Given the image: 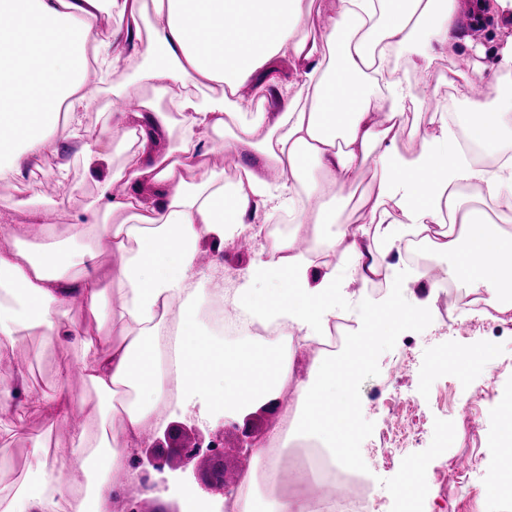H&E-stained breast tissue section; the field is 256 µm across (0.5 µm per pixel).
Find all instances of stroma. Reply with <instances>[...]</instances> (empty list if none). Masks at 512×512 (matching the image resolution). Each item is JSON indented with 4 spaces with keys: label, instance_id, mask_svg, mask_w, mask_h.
Instances as JSON below:
<instances>
[{
    "label": "stroma",
    "instance_id": "stroma-1",
    "mask_svg": "<svg viewBox=\"0 0 512 512\" xmlns=\"http://www.w3.org/2000/svg\"><path fill=\"white\" fill-rule=\"evenodd\" d=\"M512 47V26L487 22L464 51L480 67L492 52ZM67 165L75 192L60 196L49 176ZM113 161L87 164L71 144L38 162L35 173L18 183L0 182V207L14 209L17 223L27 221L30 205L42 210V220L54 225L60 240H67L71 214L92 201L99 183L112 174ZM487 344L493 349L484 362L468 366L464 374L449 371L446 363L469 348ZM355 391L362 412L354 434L357 473L379 512H400L398 484L406 467L421 472V492L414 499L416 512H512V499L492 498L487 477L502 471L494 453L498 433L497 410L512 405V322L492 316L472 320L468 311L440 298L427 320L384 340L361 366ZM225 431L204 424L191 413L177 411L168 425L181 438L211 440L223 434L224 445L240 448L244 432L259 442L278 426L276 414L262 406L250 407ZM411 429L409 447H391L395 427ZM74 434L70 425H50L41 414L0 415V446L13 463L0 471V499L10 498L29 465L28 443L42 437L49 454L64 453Z\"/></svg>",
    "mask_w": 512,
    "mask_h": 512
}]
</instances>
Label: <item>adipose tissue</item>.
I'll use <instances>...</instances> for the list:
<instances>
[{
  "instance_id": "obj_1",
  "label": "adipose tissue",
  "mask_w": 512,
  "mask_h": 512,
  "mask_svg": "<svg viewBox=\"0 0 512 512\" xmlns=\"http://www.w3.org/2000/svg\"><path fill=\"white\" fill-rule=\"evenodd\" d=\"M312 0H0V181L24 175L37 160L72 141L86 161L102 158L101 136L83 126L95 95L87 67L109 77L133 72L112 91L138 96L142 111L112 115L120 162L69 226L80 255L55 242V227L32 209L25 224H1L0 358L36 339L34 358L56 346L80 349L82 379L92 397L75 396L68 370L51 391L26 386L23 396L0 392V414L45 412L67 421L87 407L84 429L69 452L49 456L33 439L29 478L0 512H112L119 491L111 480L128 471L132 448L145 432L165 428L164 409L198 405L201 417L263 405L291 390L281 425L268 445L252 450V474L262 488L243 512H313L314 480L283 473L268 446L290 438L316 441L331 463L355 462L353 431L361 404L352 390L366 355L396 332L416 326L431 298L362 290L380 273L376 255L407 237L433 235L454 262L452 273L473 291L512 293V95L499 91L512 72V50L475 70L459 46L469 44L466 16L512 25V0H335L321 42L308 40ZM118 23L103 32V15ZM456 51L455 89L465 104L456 114L427 111L420 141L404 139L411 87L391 76V60L406 54L422 82L437 79L443 49ZM288 59L284 76L280 59ZM482 82L488 96L472 97ZM250 87L257 106L240 94ZM276 92L280 109L261 108ZM178 146L157 154L160 137ZM249 147L272 182L241 167L227 182L208 156ZM371 193L360 221H341L351 208L366 161ZM123 183L114 192L113 183ZM333 205H326V198ZM493 202L496 220L484 206ZM290 216L286 234L268 237L237 273L234 312L252 323H280L296 339L227 347L202 329L209 300L198 263L203 243L235 242L254 225ZM41 228L32 251L27 236ZM120 257L99 263L103 250ZM480 252L481 265L469 256ZM341 255L342 265L332 262ZM275 282L258 296L255 285ZM359 282L361 292L350 289ZM91 321L78 323L74 301ZM362 315L344 350L315 351L337 310ZM177 317L169 327V317Z\"/></svg>"
}]
</instances>
